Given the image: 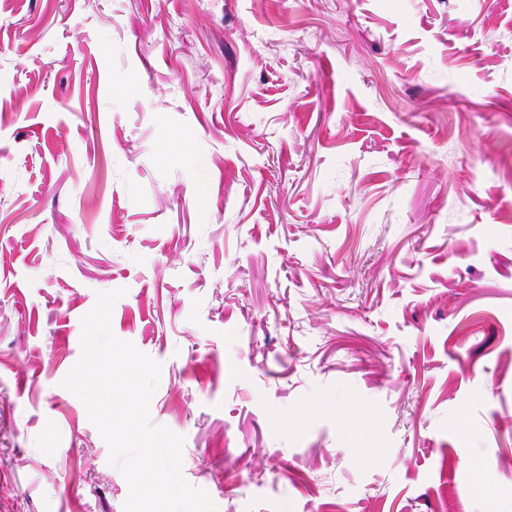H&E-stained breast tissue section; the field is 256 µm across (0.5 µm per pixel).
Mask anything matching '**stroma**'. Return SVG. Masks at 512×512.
<instances>
[{
	"mask_svg": "<svg viewBox=\"0 0 512 512\" xmlns=\"http://www.w3.org/2000/svg\"><path fill=\"white\" fill-rule=\"evenodd\" d=\"M120 288L217 512H512V0H0V512H124Z\"/></svg>",
	"mask_w": 512,
	"mask_h": 512,
	"instance_id": "stroma-1",
	"label": "stroma"
}]
</instances>
